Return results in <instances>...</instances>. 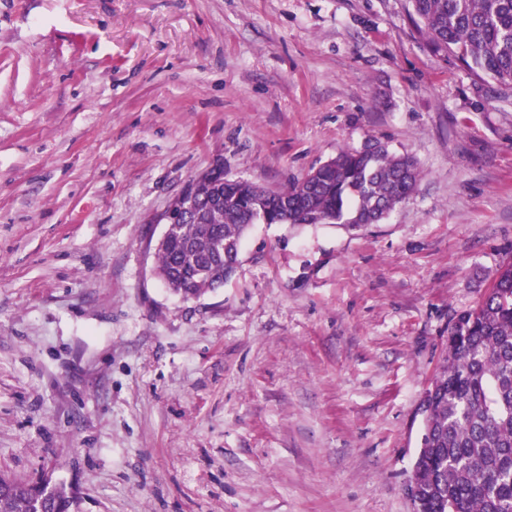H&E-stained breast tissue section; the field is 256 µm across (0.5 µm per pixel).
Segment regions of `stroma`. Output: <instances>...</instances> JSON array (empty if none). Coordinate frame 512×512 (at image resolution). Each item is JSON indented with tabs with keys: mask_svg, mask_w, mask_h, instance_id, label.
Returning a JSON list of instances; mask_svg holds the SVG:
<instances>
[{
	"mask_svg": "<svg viewBox=\"0 0 512 512\" xmlns=\"http://www.w3.org/2000/svg\"><path fill=\"white\" fill-rule=\"evenodd\" d=\"M373 140L421 168L381 223L157 278L192 177L279 190ZM508 260L512 85L410 0H0V472L79 512H413L448 324Z\"/></svg>",
	"mask_w": 512,
	"mask_h": 512,
	"instance_id": "stroma-1",
	"label": "stroma"
}]
</instances>
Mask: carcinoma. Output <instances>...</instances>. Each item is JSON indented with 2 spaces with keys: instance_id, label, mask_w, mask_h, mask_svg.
Here are the masks:
<instances>
[{
  "instance_id": "obj_1",
  "label": "carcinoma",
  "mask_w": 512,
  "mask_h": 512,
  "mask_svg": "<svg viewBox=\"0 0 512 512\" xmlns=\"http://www.w3.org/2000/svg\"><path fill=\"white\" fill-rule=\"evenodd\" d=\"M435 52L512 83V0H410ZM416 162L381 145L346 150L282 191L215 178L181 224H168L157 276L198 298L224 285L254 224H374L409 197ZM415 479L420 512H512V262L448 326V352L424 392ZM77 493L0 473V512H74Z\"/></svg>"
}]
</instances>
